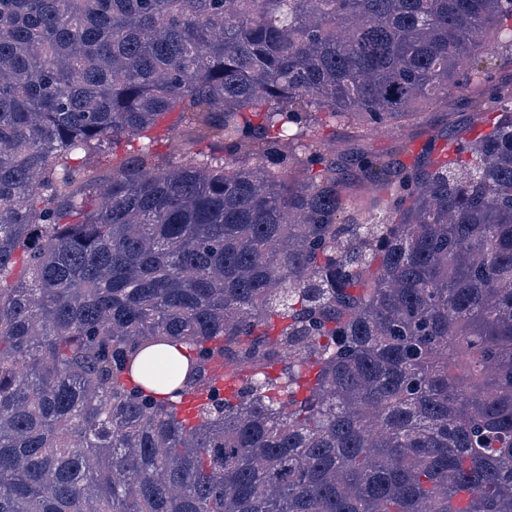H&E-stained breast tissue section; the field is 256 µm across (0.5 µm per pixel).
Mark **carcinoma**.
Segmentation results:
<instances>
[{
    "instance_id": "cac0c4a2",
    "label": "carcinoma",
    "mask_w": 512,
    "mask_h": 512,
    "mask_svg": "<svg viewBox=\"0 0 512 512\" xmlns=\"http://www.w3.org/2000/svg\"><path fill=\"white\" fill-rule=\"evenodd\" d=\"M500 45L512 0H0V512H512V91L324 135ZM174 114L219 147L76 194ZM508 52L485 54L480 65L488 70L493 82L488 87L473 89L472 93L463 95L456 89L448 88V98L429 108H423L407 124L396 127L389 125L385 132L370 136L362 129L336 126L335 149L337 154L355 155L371 152L396 153L407 158L406 152L412 151L416 156L421 148L431 140L441 144L458 131L478 124L480 115L471 103L478 92H491L492 86L512 87V65L508 61ZM472 97V98H471ZM346 193L354 198L360 199L364 208V216L367 218H373L375 220L382 218L385 208V201L382 199L387 198L384 193L377 194V202L372 203L375 194L371 195L366 187L363 186L360 181H358V179L350 181L346 188Z\"/></svg>"
}]
</instances>
